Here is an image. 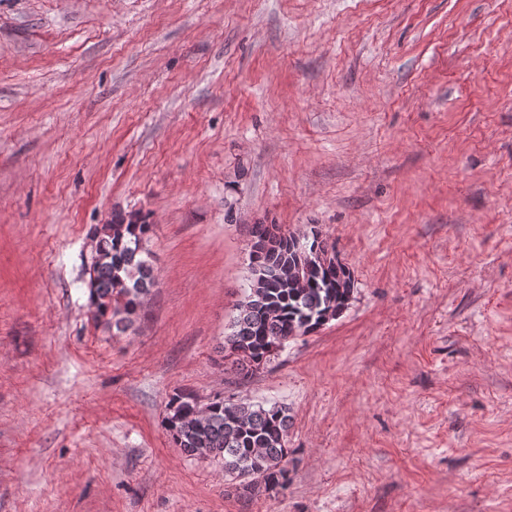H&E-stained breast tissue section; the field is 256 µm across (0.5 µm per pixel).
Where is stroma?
Listing matches in <instances>:
<instances>
[{
  "label": "stroma",
  "mask_w": 512,
  "mask_h": 512,
  "mask_svg": "<svg viewBox=\"0 0 512 512\" xmlns=\"http://www.w3.org/2000/svg\"><path fill=\"white\" fill-rule=\"evenodd\" d=\"M119 209L158 281L112 335ZM259 221L355 291L243 377ZM177 390L286 406L287 486L186 457ZM0 512H512V0H0ZM151 230L145 217L120 210L113 211L110 222L90 230L99 246L86 269L89 301L96 320L109 333L123 334L134 327L143 299L156 284L144 248Z\"/></svg>",
  "instance_id": "obj_1"
}]
</instances>
